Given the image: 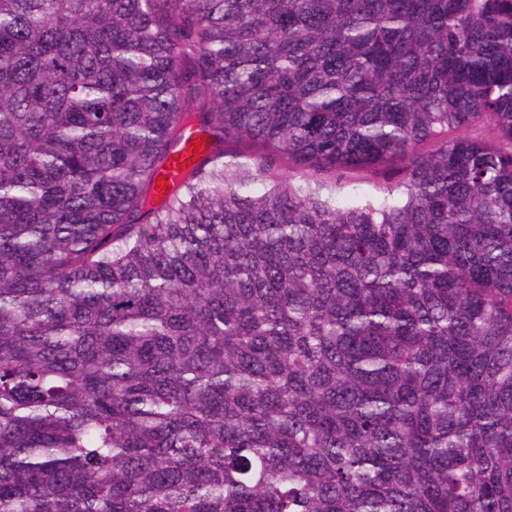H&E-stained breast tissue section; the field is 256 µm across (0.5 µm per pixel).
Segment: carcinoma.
<instances>
[{
  "label": "carcinoma",
  "instance_id": "cac0c4a2",
  "mask_svg": "<svg viewBox=\"0 0 512 512\" xmlns=\"http://www.w3.org/2000/svg\"><path fill=\"white\" fill-rule=\"evenodd\" d=\"M0 512H512V0H0ZM195 144H198V147H195ZM191 146H194V149H191ZM194 150H197V159H194ZM211 152L212 148L205 135L197 131L187 135L179 150L173 155L167 169L162 172L161 176H164L165 185L158 186V193L166 194L173 184L179 182L205 158L210 157Z\"/></svg>",
  "mask_w": 512,
  "mask_h": 512
}]
</instances>
